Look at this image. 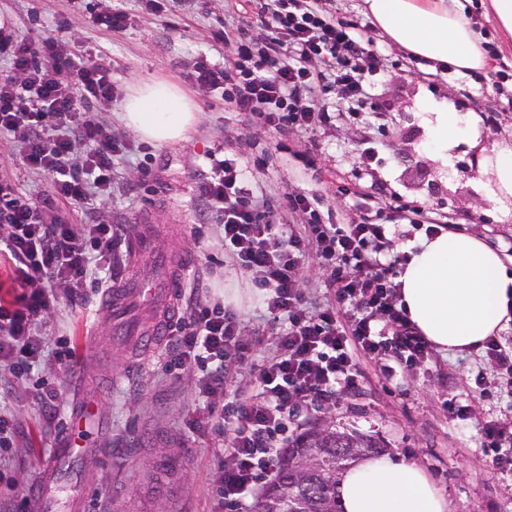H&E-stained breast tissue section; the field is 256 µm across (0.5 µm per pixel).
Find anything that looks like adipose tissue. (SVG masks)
Here are the masks:
<instances>
[{"instance_id":"1","label":"adipose tissue","mask_w":512,"mask_h":512,"mask_svg":"<svg viewBox=\"0 0 512 512\" xmlns=\"http://www.w3.org/2000/svg\"><path fill=\"white\" fill-rule=\"evenodd\" d=\"M365 8L393 45L417 57L460 72L489 63L463 0H365ZM117 118L140 139L162 146L187 139L200 114L177 84L152 78L129 87ZM398 283L400 307L442 351L481 347L512 318V273L472 235L443 231L421 237ZM340 496L345 512H448L424 470L389 457L350 467Z\"/></svg>"}]
</instances>
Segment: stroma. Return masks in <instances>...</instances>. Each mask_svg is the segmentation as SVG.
Instances as JSON below:
<instances>
[{
	"instance_id": "obj_1",
	"label": "stroma",
	"mask_w": 512,
	"mask_h": 512,
	"mask_svg": "<svg viewBox=\"0 0 512 512\" xmlns=\"http://www.w3.org/2000/svg\"><path fill=\"white\" fill-rule=\"evenodd\" d=\"M123 0L126 26L111 30L100 18L113 0H0V21L13 35L37 45L49 36L76 54H90L109 68L117 93L144 77L177 82L196 102L200 121L188 139L157 146L142 141L116 118L111 106L91 105L88 120L110 125L115 139L131 151L112 168V188L88 205L61 204L74 224H112L122 235L113 279L135 271L149 281L160 270L159 257L174 249L190 255L195 271L182 293L186 303L222 300L243 318L241 334L260 360L275 354V322L266 313L251 280L225 253L220 227L210 216L197 185L208 173L207 155L222 151L248 164V184L267 200L268 218L277 225L306 224L310 217L289 209L300 195L315 196L320 223H386L393 206L408 204L454 222L456 231L480 237L512 271V196L488 205L492 184L488 164L512 149V109L495 66L460 73L437 82L426 79L433 62L390 44L364 7V0H320L323 12L357 28L386 59L379 74L367 75L369 99L358 103L338 87L315 89L311 101L328 108L320 125L282 133L254 124L225 101L223 89L197 84L200 64L223 65L233 54L221 39L233 19L249 25V37L267 31L257 20L254 0ZM457 113L473 131L441 155L428 113ZM377 160L365 165L364 151ZM479 155L475 172L459 164ZM0 181L32 200L50 191L52 178L31 170L13 136L0 135ZM329 272L310 259L300 273L306 306L332 307ZM42 322L41 331L57 351L73 349V363L47 359L40 376L55 395L41 400L32 381L0 380V411L16 422L13 445L0 455V499L27 496L36 489L42 462L66 436L75 400V380L85 377V398L103 424L93 437L101 455L82 457L77 474L92 476L96 499L87 512H211L218 498V453L222 436L197 437L184 419L202 413L193 369H168L164 345L132 349L112 333L100 294L74 306L65 288ZM489 379L485 391L474 378ZM469 409L467 421L448 413L449 397ZM512 421V382L497 378L482 351L433 352L424 366L386 377L379 363L363 368L356 387L336 404L291 419L288 439L331 419L372 435L390 458L422 467L448 502V512H512V475L488 468L490 451L479 427L489 419Z\"/></svg>"
}]
</instances>
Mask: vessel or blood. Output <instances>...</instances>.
I'll use <instances>...</instances> for the list:
<instances>
[{
    "mask_svg": "<svg viewBox=\"0 0 512 512\" xmlns=\"http://www.w3.org/2000/svg\"><path fill=\"white\" fill-rule=\"evenodd\" d=\"M193 261L190 257L172 254L165 258L159 275L151 281H133L110 289L105 297L106 307L116 325L114 334L131 346L150 340L162 342L169 334L175 312L174 304L181 288L187 282ZM146 302L155 308L151 322H132L128 315L137 304ZM91 406L84 399H76L71 415L72 428L60 448L46 459L39 471L36 491L28 503L29 512H47L54 494L58 491L65 467L87 448L81 441L78 430L86 423Z\"/></svg>",
    "mask_w": 512,
    "mask_h": 512,
    "instance_id": "1",
    "label": "vessel or blood"
}]
</instances>
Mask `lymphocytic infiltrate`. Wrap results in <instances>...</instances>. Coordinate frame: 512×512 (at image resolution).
<instances>
[{
	"label": "lymphocytic infiltrate",
	"mask_w": 512,
	"mask_h": 512,
	"mask_svg": "<svg viewBox=\"0 0 512 512\" xmlns=\"http://www.w3.org/2000/svg\"><path fill=\"white\" fill-rule=\"evenodd\" d=\"M259 19L270 29L264 42L236 34V54L245 69L201 65L198 82L218 88L235 84L232 103L262 125L278 130L324 123L327 109L310 104L313 87L341 86L354 101L367 98L365 72L384 68L372 41L326 17L315 0H263ZM13 76L0 79V134H20L30 169L53 177L50 193L34 202L0 182V244L18 274L19 290L0 298V369L29 372L48 350L39 324L57 302L56 287H69L72 305L88 289L103 287L99 271L109 265L120 237L108 224H72L56 210L58 200L77 206L112 187V165L129 152L104 124L88 122L85 106L110 104L116 88L109 70L73 53L56 38L38 47L13 41ZM69 71L71 84L58 75ZM87 151L75 160L77 142ZM210 173L198 191L222 227L224 250L263 293L267 312L279 320L277 358L255 363L252 344L240 334L241 316L221 303L192 305L182 315L167 350L175 367L194 366L203 417L184 422L192 434L226 433L221 457L225 506L248 512V495L261 473L272 470L288 442L282 434L291 417L335 403L352 389L359 360L378 361L387 374L396 367L426 363L432 346L397 303L398 289L387 258L393 225L411 223L399 210L387 224H316L311 238L268 221L254 202L243 164L210 154ZM331 266L336 304L309 309L298 288L310 257ZM251 365L256 395L228 390L229 366ZM481 436L493 455L490 467L512 474V422L488 420Z\"/></svg>",
	"instance_id": "lymphocytic-infiltrate-1"
}]
</instances>
